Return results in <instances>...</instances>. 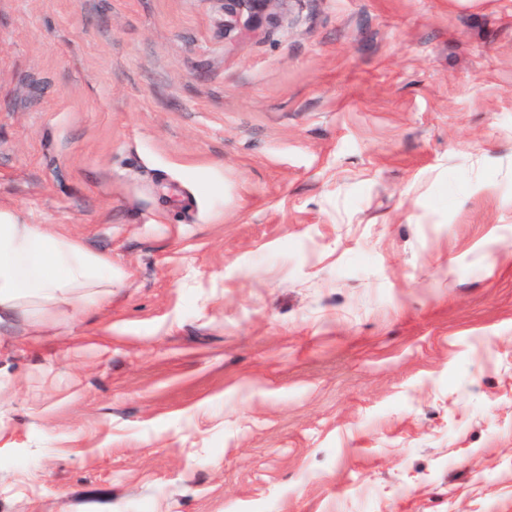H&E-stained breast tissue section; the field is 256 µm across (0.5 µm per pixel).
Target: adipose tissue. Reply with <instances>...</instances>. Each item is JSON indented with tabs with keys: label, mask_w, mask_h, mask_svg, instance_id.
Here are the masks:
<instances>
[{
	"label": "adipose tissue",
	"mask_w": 512,
	"mask_h": 512,
	"mask_svg": "<svg viewBox=\"0 0 512 512\" xmlns=\"http://www.w3.org/2000/svg\"><path fill=\"white\" fill-rule=\"evenodd\" d=\"M111 298L108 258L0 210V325H34L58 306L90 309Z\"/></svg>",
	"instance_id": "ef3b65f1"
}]
</instances>
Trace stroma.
Segmentation results:
<instances>
[{
    "label": "stroma",
    "instance_id": "obj_1",
    "mask_svg": "<svg viewBox=\"0 0 512 512\" xmlns=\"http://www.w3.org/2000/svg\"><path fill=\"white\" fill-rule=\"evenodd\" d=\"M268 12L0 0V512H512V0ZM111 289L108 258L0 209V326L35 325L60 305L101 307L111 301Z\"/></svg>",
    "mask_w": 512,
    "mask_h": 512
}]
</instances>
